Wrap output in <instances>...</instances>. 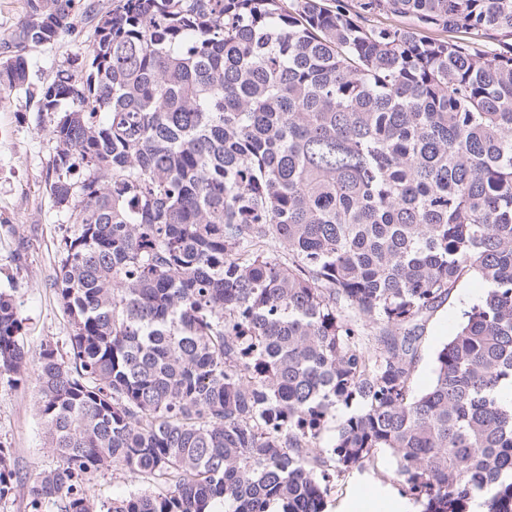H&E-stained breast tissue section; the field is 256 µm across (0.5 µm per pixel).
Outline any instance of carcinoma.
Listing matches in <instances>:
<instances>
[{
	"label": "carcinoma",
	"mask_w": 512,
	"mask_h": 512,
	"mask_svg": "<svg viewBox=\"0 0 512 512\" xmlns=\"http://www.w3.org/2000/svg\"><path fill=\"white\" fill-rule=\"evenodd\" d=\"M73 0L0 38V99ZM415 28L493 31L498 47ZM37 93L78 232L72 327L30 354L0 292V377L35 365L58 465L31 512H327L380 452L419 512H512V0H112ZM89 177L77 184L73 170ZM483 287L413 387L425 323ZM327 447H320L324 435ZM163 492L97 505L88 475ZM17 484L0 448V501Z\"/></svg>",
	"instance_id": "cac0c4a2"
}]
</instances>
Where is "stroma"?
<instances>
[{
	"mask_svg": "<svg viewBox=\"0 0 512 512\" xmlns=\"http://www.w3.org/2000/svg\"><path fill=\"white\" fill-rule=\"evenodd\" d=\"M93 27L82 8L73 26L52 42L28 51L31 91L48 84L57 70L84 53ZM48 115L39 113L28 93H11L0 105V291L12 296L23 320L22 339L38 352L42 344L69 352L71 327L53 286L60 241L72 236L75 217L57 207L47 192L49 163L55 152ZM481 284L466 278L429 319L423 334V358L414 377L416 390L432 382V357L455 330L464 308L478 300ZM0 446L10 449L26 478L52 469L57 458L47 444L45 425L38 410L35 379L11 385L0 379ZM393 468L388 453H379L370 470L339 480L331 492V512H343L347 498L362 486L391 500H399L396 487L384 477ZM145 480L128 473L98 472L88 477L85 489L95 502H108L144 488Z\"/></svg>",
	"mask_w": 512,
	"mask_h": 512,
	"instance_id": "35a3bbf8",
	"label": "stroma"
}]
</instances>
